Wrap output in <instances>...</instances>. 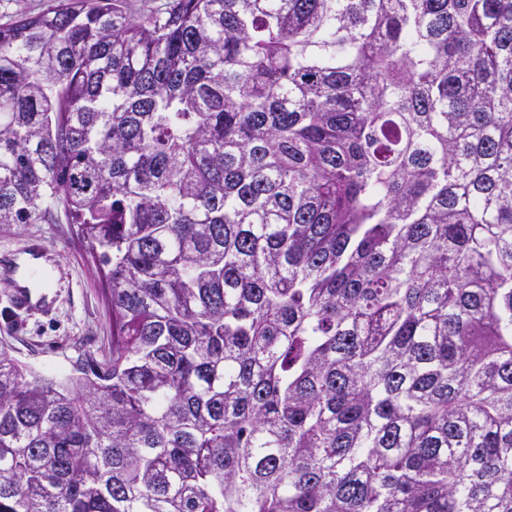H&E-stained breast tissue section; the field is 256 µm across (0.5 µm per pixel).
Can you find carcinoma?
Masks as SVG:
<instances>
[{
  "mask_svg": "<svg viewBox=\"0 0 512 512\" xmlns=\"http://www.w3.org/2000/svg\"><path fill=\"white\" fill-rule=\"evenodd\" d=\"M112 348L0 345V512H512V0H61L0 24V224ZM28 239H39L48 249L46 273L54 298L50 302L40 288L28 284V268L14 265V288L0 280V344L9 345L15 356L36 370L49 375L68 373L81 360L101 359L111 348L112 314L103 300L104 281L95 259L63 211L53 224H0V253L18 249ZM19 316L4 322L1 312L8 306Z\"/></svg>",
  "mask_w": 512,
  "mask_h": 512,
  "instance_id": "cac0c4a2",
  "label": "carcinoma"
}]
</instances>
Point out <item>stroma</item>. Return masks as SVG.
Returning <instances> with one entry per match:
<instances>
[{"instance_id":"obj_1","label":"stroma","mask_w":512,"mask_h":512,"mask_svg":"<svg viewBox=\"0 0 512 512\" xmlns=\"http://www.w3.org/2000/svg\"><path fill=\"white\" fill-rule=\"evenodd\" d=\"M29 239L41 240L47 249L53 311L0 320V344L9 345L36 370L61 375L81 360L108 354L112 314L103 300L99 266L66 215L52 224H0V253L16 250Z\"/></svg>"}]
</instances>
